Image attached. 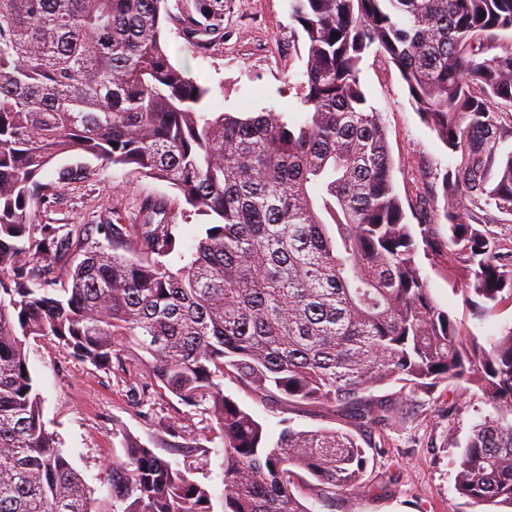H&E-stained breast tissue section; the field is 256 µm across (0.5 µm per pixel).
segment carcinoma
I'll use <instances>...</instances> for the list:
<instances>
[{
  "label": "carcinoma",
  "instance_id": "1",
  "mask_svg": "<svg viewBox=\"0 0 512 512\" xmlns=\"http://www.w3.org/2000/svg\"><path fill=\"white\" fill-rule=\"evenodd\" d=\"M305 52L291 123L273 110L206 112L210 88L175 66L174 24L191 41L224 39V0H0V512H213L212 495L123 435L109 495L91 497L42 419L29 339L75 360L143 377L146 404L167 392L212 403L224 445V512H310L292 486L302 470L325 497L384 487L365 479L366 448L341 429L272 436L224 395L229 376L269 400L343 411L382 431L404 392L464 381L493 404L467 438L455 479L475 508L512 506V326L482 342L433 300L419 252L445 247L448 281L482 318L512 303V254L477 224L406 222L380 113L360 83L364 55L392 62L424 121L461 153L442 177L453 216L467 195L512 213V0H291ZM80 154L165 181L179 197L145 199L133 223L96 225L107 245L69 266L71 232L35 218L39 180L55 158ZM215 218L173 271L166 215L179 200ZM399 384L394 398L374 390Z\"/></svg>",
  "mask_w": 512,
  "mask_h": 512
}]
</instances>
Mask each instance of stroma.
Wrapping results in <instances>:
<instances>
[{"label":"stroma","instance_id":"35a3bbf8","mask_svg":"<svg viewBox=\"0 0 512 512\" xmlns=\"http://www.w3.org/2000/svg\"><path fill=\"white\" fill-rule=\"evenodd\" d=\"M164 45L172 62L210 87L205 101L208 112H260L272 109L289 120L302 117L300 83L305 55L298 25L291 18L290 0H224V37L207 47L188 43L176 26H167ZM360 83L367 104L380 112L387 127L394 161V184L403 203L406 221L435 225L448 233V210L442 196V177L454 169L459 153L451 151L413 107L406 83L397 67L382 54H367L360 65ZM85 165L90 178L64 184L58 171L64 166ZM40 179L53 196L41 214L46 224L63 228L82 224L88 243L103 242L96 226L111 220L113 211L129 214L144 199L172 198L176 192L167 182L145 176L129 167L104 166L78 155L54 160ZM435 303L446 310L465 331L480 337L499 335L512 325V305L498 308L487 320L476 319L460 288L448 283L445 254L418 259ZM29 368L42 398L43 421L54 432L59 446L80 472L96 498L108 494L107 467L122 456L123 434L158 449L160 456L184 469L189 478L205 485L212 494L214 512L223 510L224 452L220 440L194 451L192 457L160 447L168 423L178 422L184 436L195 439L214 427L210 403L181 404L166 395L156 398V414L146 418L129 402L126 392L139 375L129 370L118 377L66 356L50 339L28 345ZM222 389L248 409L273 433L284 427L297 430L348 429L340 412L269 402L232 378ZM459 411L442 415L447 387L413 394L399 407L394 426L384 434L385 451L370 462L367 477L379 482L391 473L398 482L379 497L337 494L322 499L313 479L297 481L296 496L309 512H473L467 499L455 489L456 463L471 428L495 415V408L459 384Z\"/></svg>","mask_w":512,"mask_h":512}]
</instances>
